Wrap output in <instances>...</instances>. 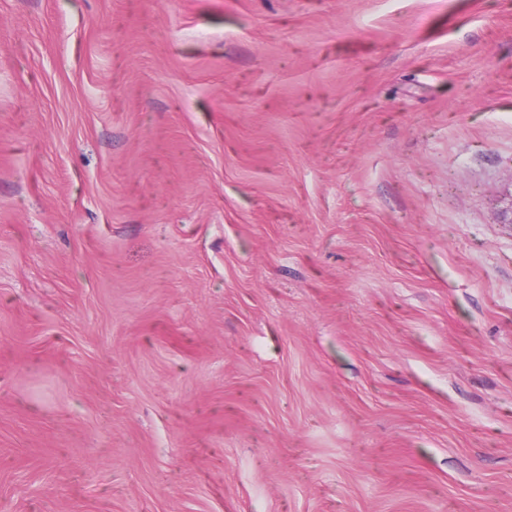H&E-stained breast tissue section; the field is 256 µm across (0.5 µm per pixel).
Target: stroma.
<instances>
[{
	"label": "stroma",
	"mask_w": 512,
	"mask_h": 512,
	"mask_svg": "<svg viewBox=\"0 0 512 512\" xmlns=\"http://www.w3.org/2000/svg\"><path fill=\"white\" fill-rule=\"evenodd\" d=\"M512 0H0V512H512Z\"/></svg>",
	"instance_id": "stroma-1"
}]
</instances>
